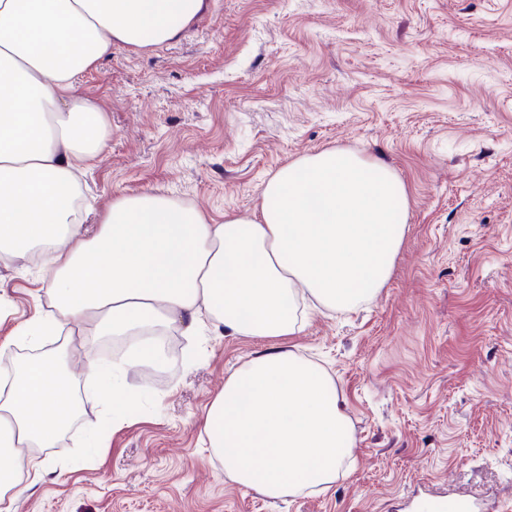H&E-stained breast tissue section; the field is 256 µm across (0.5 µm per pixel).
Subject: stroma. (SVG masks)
Here are the masks:
<instances>
[{
    "mask_svg": "<svg viewBox=\"0 0 512 512\" xmlns=\"http://www.w3.org/2000/svg\"><path fill=\"white\" fill-rule=\"evenodd\" d=\"M76 87L111 130L82 177L95 209L155 192L250 217L281 167L348 148L397 173L409 221L372 302L283 341L344 402L351 466L332 489L267 499L207 446L225 378L279 339L170 331L166 367L126 371L136 399L110 416L82 375L106 338L64 333L48 345L69 351L79 411L13 512H408L428 489L512 512V0H207L177 40L113 47ZM47 287L0 260V340Z\"/></svg>",
    "mask_w": 512,
    "mask_h": 512,
    "instance_id": "35a3bbf8",
    "label": "stroma"
}]
</instances>
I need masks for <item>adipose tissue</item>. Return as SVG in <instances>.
<instances>
[{
  "label": "adipose tissue",
  "mask_w": 512,
  "mask_h": 512,
  "mask_svg": "<svg viewBox=\"0 0 512 512\" xmlns=\"http://www.w3.org/2000/svg\"><path fill=\"white\" fill-rule=\"evenodd\" d=\"M205 0H0V253L38 254L49 308L0 342L36 345L75 323L83 336H125L129 352L84 367L108 400L122 376L161 364L158 332L197 335L203 320L230 336L283 338L305 326L303 302L349 312L391 277L410 200L383 161L348 149L303 156L265 181L258 213L214 224L172 197L117 195L94 233L78 175L110 131L75 86L112 53L173 40ZM76 410L63 351L10 367L0 383V503L35 483ZM225 474L263 497L328 490L352 436L333 380L289 347L232 371L203 419Z\"/></svg>",
  "instance_id": "adipose-tissue-1"
}]
</instances>
